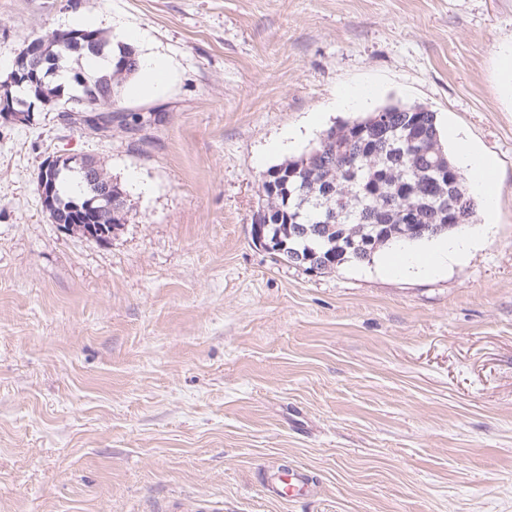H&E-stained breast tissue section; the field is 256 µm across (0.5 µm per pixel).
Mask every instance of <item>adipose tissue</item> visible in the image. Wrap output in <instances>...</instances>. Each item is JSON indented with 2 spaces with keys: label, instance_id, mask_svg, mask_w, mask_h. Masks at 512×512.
<instances>
[{
  "label": "adipose tissue",
  "instance_id": "obj_1",
  "mask_svg": "<svg viewBox=\"0 0 512 512\" xmlns=\"http://www.w3.org/2000/svg\"><path fill=\"white\" fill-rule=\"evenodd\" d=\"M139 61V74L129 87L128 94L135 99H145L168 85L172 73L162 57L143 54ZM459 162L471 175L472 193L482 198L487 209H494L498 197L492 185L489 164L482 155L467 150L462 151ZM476 234V229L469 228L452 237L440 234L426 239L419 250L395 247L383 258L385 268L393 276L438 274L447 269L449 263L465 256Z\"/></svg>",
  "mask_w": 512,
  "mask_h": 512
}]
</instances>
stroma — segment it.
Listing matches in <instances>:
<instances>
[{"label": "stroma", "instance_id": "35a3bbf8", "mask_svg": "<svg viewBox=\"0 0 512 512\" xmlns=\"http://www.w3.org/2000/svg\"><path fill=\"white\" fill-rule=\"evenodd\" d=\"M76 12L174 81L120 97L133 131L0 124V512H512V0H0V80ZM390 101L496 166L467 258L310 273L255 246L260 175ZM50 153L122 184L110 242L50 223ZM274 467L313 493L268 496Z\"/></svg>", "mask_w": 512, "mask_h": 512}]
</instances>
